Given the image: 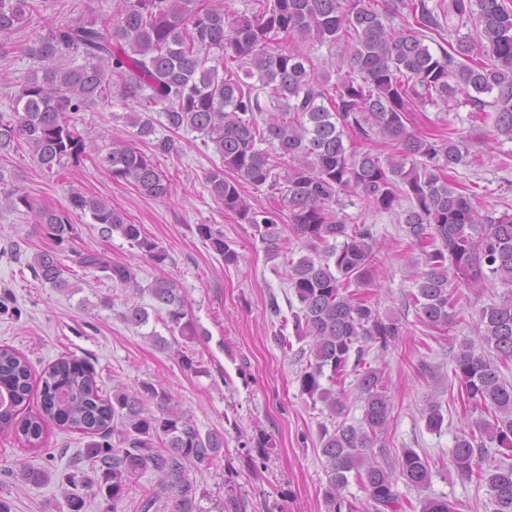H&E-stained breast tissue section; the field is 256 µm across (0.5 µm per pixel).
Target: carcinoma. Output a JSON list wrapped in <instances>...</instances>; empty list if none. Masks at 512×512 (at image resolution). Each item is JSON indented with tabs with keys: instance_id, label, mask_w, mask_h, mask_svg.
<instances>
[{
	"instance_id": "carcinoma-1",
	"label": "carcinoma",
	"mask_w": 512,
	"mask_h": 512,
	"mask_svg": "<svg viewBox=\"0 0 512 512\" xmlns=\"http://www.w3.org/2000/svg\"><path fill=\"white\" fill-rule=\"evenodd\" d=\"M57 2L0 0V54L34 14ZM113 2L112 15L55 24L24 49L39 70L18 85L13 116L0 119V169L21 142L49 174L79 165L89 146L73 115L116 92L140 103L141 110L129 116L137 137L154 133L158 105L169 130L197 133L212 146L222 166L206 174L208 191L224 212L255 229L270 254L288 244L286 231L315 253L288 273L300 304L293 315L296 336L310 339L300 392L342 414L336 384L354 353L363 410L359 425L339 422L321 434L327 512H400L398 481L420 489L432 478L428 459L410 448L391 464L378 461L374 451L388 431L392 408L384 374L366 356L374 347L387 350L406 328L350 291L371 282L379 267L382 247L369 216L395 215L419 252L409 262L408 277L424 327L450 333L461 287L473 293L496 284L506 288L499 301L478 311L479 343L463 338L453 357L459 396L480 416L456 433L451 461L459 474L487 485L492 512H512V464L496 463L486 445L512 452V383L504 375L512 364V213L481 215L474 195L449 179V172L467 164L469 151L461 141L450 135L430 140L407 128L415 97L476 112L489 104L497 132L512 139V6L507 0H254L250 13L238 14L224 10L223 0ZM395 13L402 21L397 29L384 23ZM454 19L473 23L476 36L459 37L433 54L425 40ZM311 41L327 45L346 66L335 83L306 52ZM70 56L84 64L69 65ZM492 92L493 102L480 98ZM377 136L390 141L394 152L384 156L344 143ZM103 161L113 180L132 184L144 197L163 199L171 192L151 158L128 140L114 136ZM3 181L0 172V208L24 210L59 248L76 237L70 213L80 211L156 263L166 260L140 225L126 222L103 199L73 191L66 209L50 210L36 206L19 186H1ZM248 186L266 188L271 205L253 208L244 196ZM344 195L358 200L355 221L343 215ZM198 231L224 265L237 264L238 252L222 233L207 224ZM78 263L139 288L128 267L101 252L80 253ZM34 269L52 287L71 288L57 252L38 253ZM150 293L154 311H165L171 336L198 335L174 283L158 279ZM486 349L494 355L484 354ZM40 382L39 409L19 417L33 389L31 366L15 349L0 347V432L33 448L42 447L51 424L90 438L65 474L72 490L64 512H84L88 491L102 498L106 512H117L147 472L156 484L143 494L144 512L162 496L167 512H204L206 492H197L188 469L218 458L223 436L201 434L151 384L100 394L94 373L75 357L57 359ZM150 402L158 413L145 410ZM424 419L428 431L442 432L440 401L428 403ZM18 475L42 485L52 472L25 466ZM352 479L364 498L346 494ZM216 508L240 512L234 489L225 491ZM421 512H457V505L446 497L426 498Z\"/></svg>"
}]
</instances>
